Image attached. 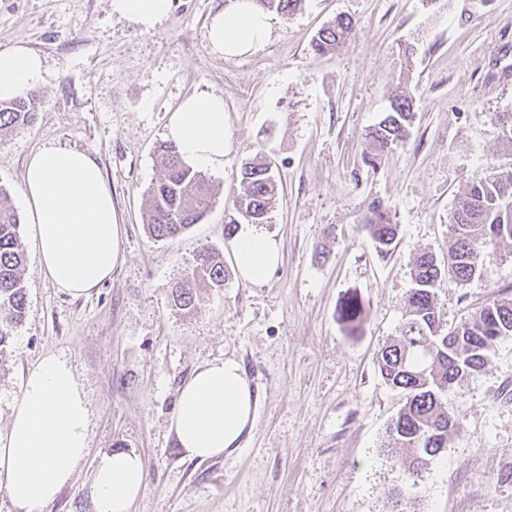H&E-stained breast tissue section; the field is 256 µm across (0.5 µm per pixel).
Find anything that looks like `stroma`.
<instances>
[{
	"label": "stroma",
	"instance_id": "obj_1",
	"mask_svg": "<svg viewBox=\"0 0 512 512\" xmlns=\"http://www.w3.org/2000/svg\"><path fill=\"white\" fill-rule=\"evenodd\" d=\"M223 6L174 0L144 32L112 17L108 0H0V49L23 43L45 60L36 122L0 143L9 205L26 212V165L54 144L97 161L121 226L122 261L78 298L44 276L30 225L19 229L28 306L0 375V429L27 368L51 353L71 364L89 411L88 456L43 512H95V460L116 451L144 464L131 512H390L399 492L407 512H512V337L449 393L461 427L414 481L383 451L404 395L377 367L416 253L445 258L459 194L489 165L512 167L497 120L512 113V0H307L290 18L271 15L268 41L234 58L207 40ZM339 14L355 34L315 55L314 36ZM398 90L415 101L411 136L368 168L364 134ZM205 93L223 95L231 139L205 172L216 198L198 224L158 241L142 222L163 171L155 146L181 101ZM259 152L275 164L263 229L280 240L281 264L251 284L226 256L223 288L200 286L193 308L174 307L198 249L224 251V209ZM374 200L399 226L384 257L362 227ZM494 252L479 278L440 290L444 322L512 293V242ZM348 296L362 306L353 330L339 316ZM224 359L251 378L256 421L234 454L193 459L172 427L179 391Z\"/></svg>",
	"mask_w": 512,
	"mask_h": 512
}]
</instances>
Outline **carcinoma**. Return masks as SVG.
Wrapping results in <instances>:
<instances>
[{"label":"carcinoma","instance_id":"carcinoma-1","mask_svg":"<svg viewBox=\"0 0 512 512\" xmlns=\"http://www.w3.org/2000/svg\"><path fill=\"white\" fill-rule=\"evenodd\" d=\"M267 12L288 18L304 7L305 0H255ZM356 31L347 16L338 15L314 36L312 50L318 55L336 51ZM39 93L27 98L0 101V142L16 130L34 122ZM416 112L410 95L399 92L390 101L384 118L365 137L363 161L375 168L394 147L410 135ZM158 152L163 174L148 188L150 206L143 223L155 240L174 239L199 223L211 208L215 192L201 171L186 165L171 142H162ZM241 191L225 210L224 235L232 236L238 224L267 222L277 183L266 157L256 155L240 172ZM0 188V307L9 318L0 321V370L12 357L13 330L27 311V289L23 283L25 254L22 249L19 214L4 201ZM365 228L378 253L385 256L396 245L398 225L390 209L372 203L364 218ZM446 261L438 262L430 251L415 257L410 272L411 288L404 300V318L399 333L381 349L377 365L390 386L405 393V402L387 427L388 455L405 451L401 465L410 477L429 468L439 458L459 428V417L444 406L448 391L480 375L499 339L512 336V297L494 299L469 319L453 326L442 321L438 292L453 281L464 285L481 276L493 258L489 246L512 240V169H492L470 182L458 196L449 225ZM224 259L210 248L202 249L192 271L172 291L175 307L193 306L202 282L224 287ZM342 319L356 326L361 315L357 298L345 301Z\"/></svg>","mask_w":512,"mask_h":512}]
</instances>
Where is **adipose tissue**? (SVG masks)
Instances as JSON below:
<instances>
[{"mask_svg": "<svg viewBox=\"0 0 512 512\" xmlns=\"http://www.w3.org/2000/svg\"><path fill=\"white\" fill-rule=\"evenodd\" d=\"M173 0H109L112 16L153 31ZM271 33L268 13L253 0H227L208 24L213 52L256 51ZM45 72L43 58L22 43L0 49V100L27 97ZM192 167L222 164L230 148L224 97H187L165 127ZM29 218L45 276L80 297L112 276L120 260V226L98 163L88 153L53 145L39 148L24 175ZM242 280L265 282L281 260V246L256 225L240 224L229 241ZM257 395L232 359L199 367L180 390L172 419L177 441L192 458L234 454L249 437ZM89 412L71 365L41 357L26 372L10 422L0 432V488L17 512H43L87 457ZM144 465L131 452L102 454L93 470L95 512H129L143 490Z\"/></svg>", "mask_w": 512, "mask_h": 512, "instance_id": "ef3b65f1", "label": "adipose tissue"}]
</instances>
